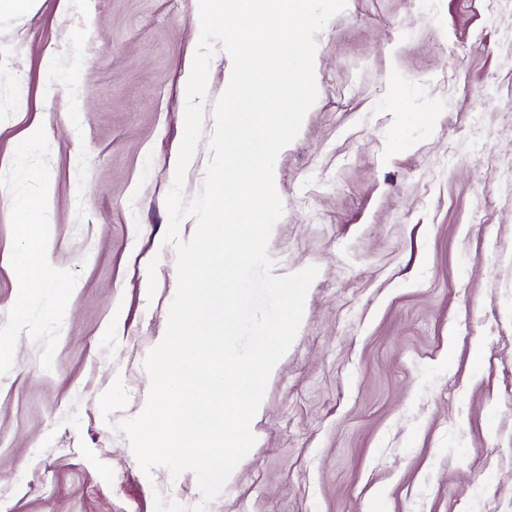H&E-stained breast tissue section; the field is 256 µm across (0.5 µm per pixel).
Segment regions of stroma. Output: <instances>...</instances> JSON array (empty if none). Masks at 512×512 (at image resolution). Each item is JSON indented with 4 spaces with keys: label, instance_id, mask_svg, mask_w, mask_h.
I'll list each match as a JSON object with an SVG mask.
<instances>
[{
    "label": "stroma",
    "instance_id": "1",
    "mask_svg": "<svg viewBox=\"0 0 512 512\" xmlns=\"http://www.w3.org/2000/svg\"><path fill=\"white\" fill-rule=\"evenodd\" d=\"M507 31L512 0H346L317 34L318 99L275 163L269 254L274 275L319 274L256 443L207 512H512ZM200 32L197 0L0 9V162L44 127L47 258L77 275L52 370L24 334L0 376V512L201 500L192 473L145 475L111 428L144 407L176 292L166 197ZM231 70L216 51L186 198ZM11 203L0 189V325L18 294ZM118 379L128 403L103 418Z\"/></svg>",
    "mask_w": 512,
    "mask_h": 512
}]
</instances>
